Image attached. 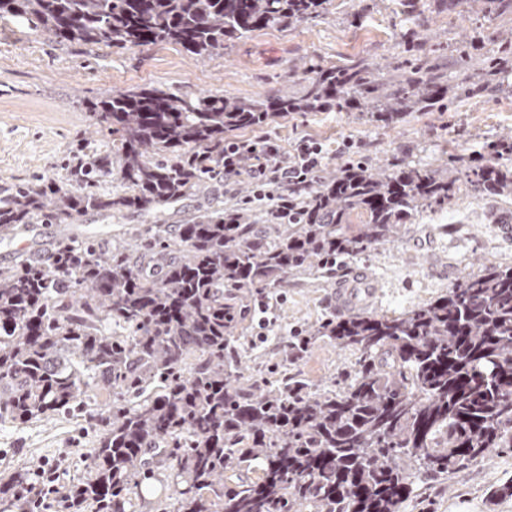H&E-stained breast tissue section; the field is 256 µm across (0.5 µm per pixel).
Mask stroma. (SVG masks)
I'll use <instances>...</instances> for the list:
<instances>
[{
  "label": "stroma",
  "instance_id": "obj_1",
  "mask_svg": "<svg viewBox=\"0 0 512 512\" xmlns=\"http://www.w3.org/2000/svg\"><path fill=\"white\" fill-rule=\"evenodd\" d=\"M506 37L512 39V10L486 16L461 5L450 12L442 0L414 13L401 0H333L322 18L289 31L252 33L206 59L174 44L126 50L60 45L24 22L1 19L0 188L36 174L56 175L62 157L93 128L87 101L115 91L154 86L177 95L263 96L298 89L305 68L316 63L364 61L391 71L404 64L412 41L420 45L418 63L441 68L454 84L465 71L479 77L484 60L496 56ZM252 134L288 151L302 138L318 140L327 152L328 171L342 166L338 149L347 140L359 143L362 162L374 168L444 164L462 150L479 155L493 142L512 139V60L494 91L455 101L448 110L415 113L394 127L356 112H300ZM251 193L243 175L148 213L110 219L88 212L78 232L133 237L153 224L190 223L198 209L230 206ZM505 215L512 216V198L464 187L445 208L423 212L403 226L398 242L361 254L331 274H296L287 287L265 290L262 298L276 322L263 332L250 323L242 345L250 372L275 386L297 374L320 390L345 386L355 354L321 340L301 361L289 362L294 330H313L333 317L328 298L359 272L382 292L374 311L392 314L446 293L462 274L488 264L512 266V237L500 225ZM93 439V430L65 417L0 427V482L42 465L53 469L56 486L71 485L86 473ZM510 477L512 452L494 450L451 477L416 478L405 512H512V498L489 496ZM141 484L143 498L135 512H173L177 486L171 469L145 466Z\"/></svg>",
  "mask_w": 512,
  "mask_h": 512
}]
</instances>
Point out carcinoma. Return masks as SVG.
Returning a JSON list of instances; mask_svg holds the SVG:
<instances>
[{"mask_svg": "<svg viewBox=\"0 0 512 512\" xmlns=\"http://www.w3.org/2000/svg\"><path fill=\"white\" fill-rule=\"evenodd\" d=\"M330 0H0V17L59 44L131 49L170 43L199 58L266 29L291 30ZM472 93L495 86L509 51ZM448 83L411 65L384 75L362 62L312 65L299 95L241 99L116 91L93 102L104 147L80 140L53 178L0 198V240L56 224L46 253L0 267V424L24 425L108 407L86 476L66 506L127 512L141 494L146 451L174 470V512H403L411 470L446 477L494 448H512V267L459 277L448 292L399 314L353 311L291 342V360L326 338L360 355L343 391L290 378L271 389L239 352L255 294L288 286L398 240L401 225L447 204L460 183L512 196V141L453 167L354 164L292 196L296 218L270 209L205 210L170 237L165 224L133 256L112 237H76L90 211L156 209L224 183V138L294 112H368L386 126L446 105ZM115 180L120 191L102 192ZM262 464L253 483L224 490V470ZM38 479L0 484V512H32Z\"/></svg>", "mask_w": 512, "mask_h": 512, "instance_id": "1", "label": "carcinoma"}]
</instances>
